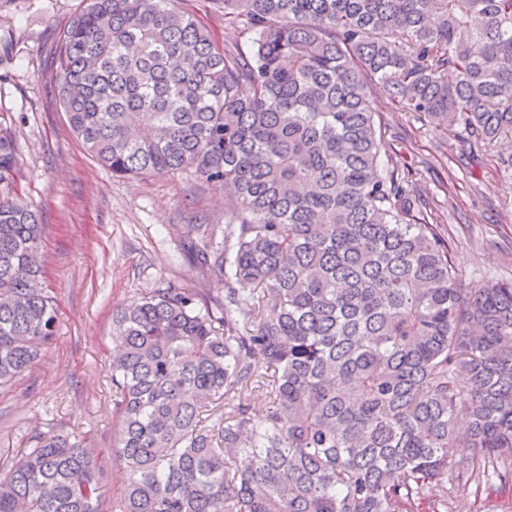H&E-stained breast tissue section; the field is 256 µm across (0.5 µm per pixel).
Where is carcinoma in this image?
I'll list each match as a JSON object with an SVG mask.
<instances>
[{"label":"carcinoma","mask_w":512,"mask_h":512,"mask_svg":"<svg viewBox=\"0 0 512 512\" xmlns=\"http://www.w3.org/2000/svg\"><path fill=\"white\" fill-rule=\"evenodd\" d=\"M214 2L247 48L171 0H86L57 33V95L98 163L229 190L224 228L182 240L224 299L169 282L112 312V512H436L450 484L512 491V281L461 287L372 107L482 151L512 137V0ZM17 167L0 129V384L57 323ZM33 439L0 512H103L89 449Z\"/></svg>","instance_id":"1"}]
</instances>
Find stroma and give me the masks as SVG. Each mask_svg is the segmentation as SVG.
I'll use <instances>...</instances> for the list:
<instances>
[{
    "mask_svg": "<svg viewBox=\"0 0 512 512\" xmlns=\"http://www.w3.org/2000/svg\"><path fill=\"white\" fill-rule=\"evenodd\" d=\"M196 13L224 48L246 41L211 0H175ZM82 0H0V126L11 131L18 188L44 226V283L57 304L56 336L28 371L0 386V473L6 449L48 429L94 449L105 500L124 477L112 457L121 427L112 410V310L174 281L224 293L216 272L199 274L180 254L190 224L224 221V194L188 172L117 178L72 134L51 65L55 37ZM381 155L413 185L415 207L456 257L463 287L512 279V168L496 151L477 154L456 129L440 131L384 96Z\"/></svg>",
    "mask_w": 512,
    "mask_h": 512,
    "instance_id": "35a3bbf8",
    "label": "stroma"
}]
</instances>
